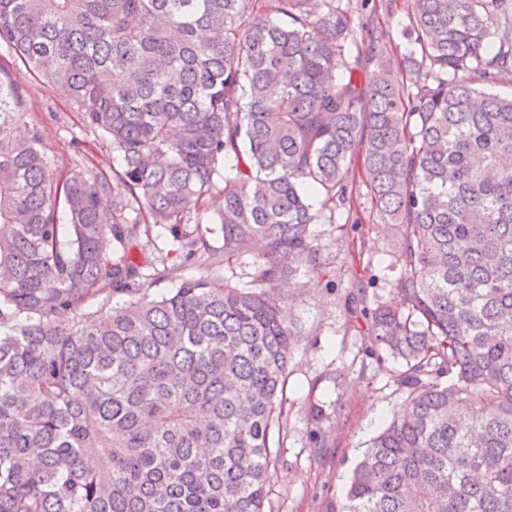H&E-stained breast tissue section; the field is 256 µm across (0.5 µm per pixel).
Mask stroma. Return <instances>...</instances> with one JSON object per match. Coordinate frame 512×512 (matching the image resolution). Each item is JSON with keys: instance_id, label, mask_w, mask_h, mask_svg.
Returning <instances> with one entry per match:
<instances>
[{"instance_id": "obj_1", "label": "stroma", "mask_w": 512, "mask_h": 512, "mask_svg": "<svg viewBox=\"0 0 512 512\" xmlns=\"http://www.w3.org/2000/svg\"><path fill=\"white\" fill-rule=\"evenodd\" d=\"M354 17L357 38L366 24H378L392 42L387 59L404 71L407 83L419 82L414 69L403 66L407 42L401 34L407 0H336ZM27 121L40 130L52 151L57 172L75 166L111 171L112 153L99 132L75 109L67 90L41 78L24 79ZM353 196L337 206L333 220H320L311 231L324 248L318 283L294 290L289 303L306 335L289 365L285 409L288 438L280 450L273 477L270 512H331L347 478L372 439L394 412L403 410L405 393L392 384L393 359L378 362L363 319H349L343 297L352 288L389 291L396 275L381 253L394 232L377 223L365 197L357 165H350ZM146 254L160 267L179 268L183 278L205 275V268L186 263L179 242L166 226L152 229ZM328 435L323 455L310 453L315 428Z\"/></svg>"}]
</instances>
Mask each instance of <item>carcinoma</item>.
Instances as JSON below:
<instances>
[{"label":"carcinoma","mask_w":512,"mask_h":512,"mask_svg":"<svg viewBox=\"0 0 512 512\" xmlns=\"http://www.w3.org/2000/svg\"><path fill=\"white\" fill-rule=\"evenodd\" d=\"M402 36L415 86L336 0H0V44L120 158L59 178L0 66V512H268L304 335L280 288L355 157L405 308L344 305L408 407L331 512H512V0H408ZM159 224L225 283L149 297Z\"/></svg>","instance_id":"obj_1"}]
</instances>
